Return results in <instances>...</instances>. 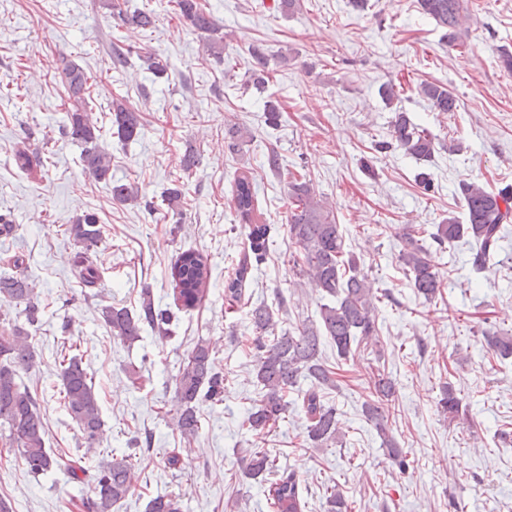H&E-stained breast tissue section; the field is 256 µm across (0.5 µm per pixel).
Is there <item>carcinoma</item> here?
Listing matches in <instances>:
<instances>
[{"instance_id": "obj_1", "label": "carcinoma", "mask_w": 512, "mask_h": 512, "mask_svg": "<svg viewBox=\"0 0 512 512\" xmlns=\"http://www.w3.org/2000/svg\"><path fill=\"white\" fill-rule=\"evenodd\" d=\"M180 19L195 30L206 34L205 52L219 56L224 50V33L198 0H172ZM104 6L118 12L123 24L133 31H146L155 26L157 15L152 10L123 11L118 0H105ZM419 7L437 26L446 29L448 43L460 38L461 27L468 11V0H419ZM252 84L265 87L270 73V58L253 44L249 48ZM60 82L68 100L67 122L62 134L82 148L80 163L85 174L105 184L112 200L135 204L138 192L130 185L112 179V154L101 145L104 126L92 116L89 106L88 76L67 56H59L57 67ZM417 94L431 102L438 112H454L457 100L447 87L422 82ZM108 131L119 141L128 143L138 139L143 128L141 112L127 106L120 99L112 101L106 114ZM244 131L237 119L229 116L224 121V138L232 153L239 151ZM400 149L416 160L428 162L434 155V141L414 125L407 113H395L388 138L378 140L374 150L384 153ZM14 162L23 172L44 166L41 156L22 149L15 153ZM459 194L464 202V221L450 217L437 225L433 242L444 249L463 239L473 246L471 267L482 272L498 255L500 242L507 225L512 224V186L489 191L475 183H463ZM288 237L298 248L294 267L307 277L311 286L335 299L320 310V326H304L298 331L275 333L273 310L265 305L250 309L253 329L254 383L259 388L244 424L253 432L270 430L286 418L288 394L296 395L294 403L306 420L307 437L316 445H323L340 434V420L336 407L326 401L328 392L337 388L336 372L327 366L320 353L321 338L326 337L336 346L339 357L345 358L352 345L362 342L377 346L380 343L376 325L377 306L373 289L367 285V273L360 268L358 258L345 250L340 225L336 223L333 206L318 199L307 181L288 182ZM231 205L240 223L244 224L248 240L239 267L224 285V296L229 304L245 300V282L252 264L264 261L268 247V226L258 223L255 211V193L251 177L242 172L235 176ZM66 233L77 248L73 265L82 287L94 288L101 279L93 261L92 251L103 238L99 217L86 211L73 218ZM400 260L407 271L409 285L426 301L440 294L442 280L428 250L407 235ZM207 259L198 252L180 253L172 267L171 277L176 305L191 310L201 304L208 281ZM0 300L16 306L15 320L0 327V428L8 431L9 451L13 452L26 471L34 476L55 470H65L79 484H89V497L83 506L89 512H118L123 501L134 489V473L145 449L114 455L87 476L82 460L62 455L46 447L47 423L38 400L23 381L21 372L34 368L37 354L32 332L41 322L43 304L37 299L32 283L23 274L0 275ZM100 318L113 338L132 345L149 328L157 333L167 332L169 318L165 310L155 307L150 293L143 294L140 306L130 310L112 304L100 308ZM489 348L501 357L512 356V336L484 333ZM64 407L76 424L86 451L94 452L103 442L104 420L99 392L82 358L73 355L62 359L57 374ZM309 382L300 387V380ZM177 405L175 420L181 437L191 442L201 428L199 407L204 401L220 402L224 395V376L214 369L212 347L198 341L188 352L175 379ZM396 381L383 370L372 373L370 396L362 405L363 415L374 426L387 449L389 457L399 468L406 467L405 456L398 448L388 428L392 402L396 395ZM439 404L451 422L468 417V404L452 385L442 387ZM246 472L256 478L274 468L273 460L261 448L246 449ZM266 497L273 512H305L306 501L297 475L283 471L266 487ZM325 512H351V505L336 487L324 493ZM146 512H182L179 498L159 495L151 498Z\"/></svg>"}]
</instances>
